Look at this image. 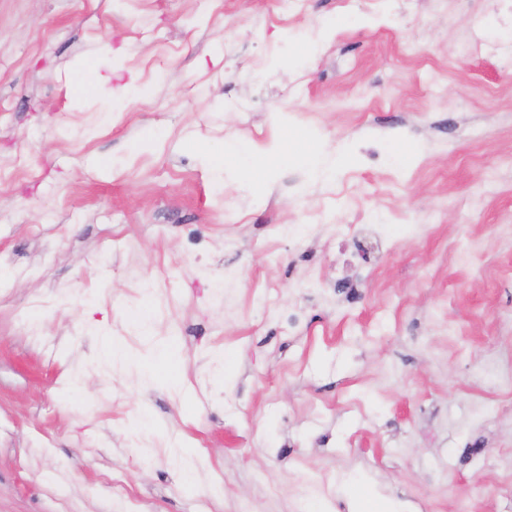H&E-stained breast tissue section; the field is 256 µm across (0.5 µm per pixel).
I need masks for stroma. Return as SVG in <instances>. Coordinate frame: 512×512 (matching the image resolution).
Here are the masks:
<instances>
[{
	"mask_svg": "<svg viewBox=\"0 0 512 512\" xmlns=\"http://www.w3.org/2000/svg\"><path fill=\"white\" fill-rule=\"evenodd\" d=\"M477 37L512 44L491 0H0V168L35 172L0 182V512H512V72Z\"/></svg>",
	"mask_w": 512,
	"mask_h": 512,
	"instance_id": "obj_1",
	"label": "stroma"
}]
</instances>
